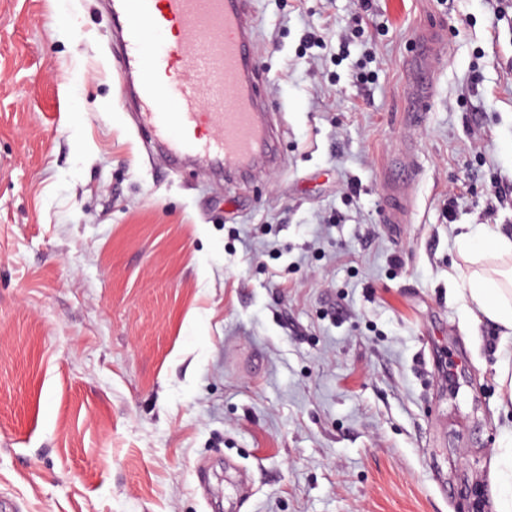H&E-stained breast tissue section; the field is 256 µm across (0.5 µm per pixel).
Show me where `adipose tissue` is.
<instances>
[{
    "mask_svg": "<svg viewBox=\"0 0 512 512\" xmlns=\"http://www.w3.org/2000/svg\"><path fill=\"white\" fill-rule=\"evenodd\" d=\"M460 264L452 282L473 322L499 330L497 379L512 396V232L497 224H471L458 237ZM494 512H512V433L504 435L490 461Z\"/></svg>",
    "mask_w": 512,
    "mask_h": 512,
    "instance_id": "ef3b65f1",
    "label": "adipose tissue"
}]
</instances>
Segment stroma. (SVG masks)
<instances>
[{
	"label": "stroma",
	"instance_id": "stroma-1",
	"mask_svg": "<svg viewBox=\"0 0 512 512\" xmlns=\"http://www.w3.org/2000/svg\"><path fill=\"white\" fill-rule=\"evenodd\" d=\"M247 10L280 162L241 182L167 166L121 107L106 0H0V497L492 512L512 409L448 274L462 225L512 226V0ZM431 23L446 60L410 129Z\"/></svg>",
	"mask_w": 512,
	"mask_h": 512
}]
</instances>
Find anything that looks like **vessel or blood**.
<instances>
[{"mask_svg": "<svg viewBox=\"0 0 512 512\" xmlns=\"http://www.w3.org/2000/svg\"><path fill=\"white\" fill-rule=\"evenodd\" d=\"M111 3L120 69L168 165L188 160L241 172L275 164L246 0ZM444 42L443 31L429 29L410 59L417 75L407 96L410 124L423 118Z\"/></svg>", "mask_w": 512, "mask_h": 512, "instance_id": "obj_1", "label": "vessel or blood"}]
</instances>
